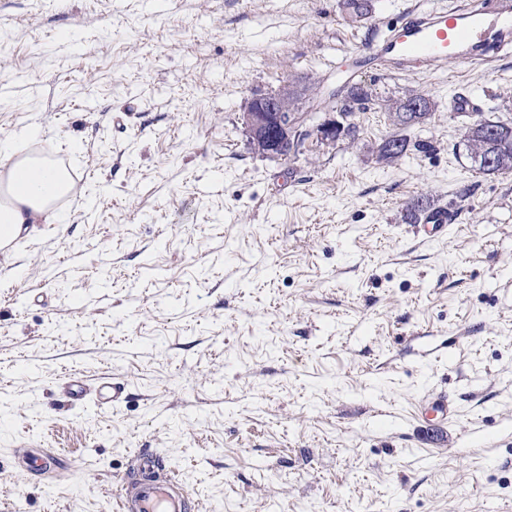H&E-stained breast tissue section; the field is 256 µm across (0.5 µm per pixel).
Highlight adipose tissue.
Instances as JSON below:
<instances>
[{
  "label": "adipose tissue",
  "instance_id": "adipose-tissue-1",
  "mask_svg": "<svg viewBox=\"0 0 512 512\" xmlns=\"http://www.w3.org/2000/svg\"><path fill=\"white\" fill-rule=\"evenodd\" d=\"M0 180L9 195L8 203H0V234L12 237L26 225L55 221L53 202L70 190L65 173L48 161L18 160L10 152L0 155Z\"/></svg>",
  "mask_w": 512,
  "mask_h": 512
}]
</instances>
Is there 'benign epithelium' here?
<instances>
[{"label":"benign epithelium","instance_id":"1","mask_svg":"<svg viewBox=\"0 0 512 512\" xmlns=\"http://www.w3.org/2000/svg\"><path fill=\"white\" fill-rule=\"evenodd\" d=\"M308 91L300 84H285L278 90L251 100L243 112V124L250 144L265 145V154L286 160L297 154L304 141L314 135L326 144L333 145L347 136L350 128L346 123L347 108L330 106L324 111L337 112L310 126L319 108L297 106V100H307Z\"/></svg>","mask_w":512,"mask_h":512}]
</instances>
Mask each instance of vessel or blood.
I'll return each instance as SVG.
<instances>
[{
  "instance_id": "obj_1",
  "label": "vessel or blood",
  "mask_w": 512,
  "mask_h": 512,
  "mask_svg": "<svg viewBox=\"0 0 512 512\" xmlns=\"http://www.w3.org/2000/svg\"><path fill=\"white\" fill-rule=\"evenodd\" d=\"M384 38L359 47L379 68L412 74L454 60L460 64L489 59L512 47V0H482L455 9L420 6L399 13L396 20L380 18ZM452 216L444 208L427 210L416 233L428 240L447 232ZM143 480L120 484L113 492L116 512H187V495L175 477L158 482L155 471L164 460L156 453L138 454Z\"/></svg>"
}]
</instances>
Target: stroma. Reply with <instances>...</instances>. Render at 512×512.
I'll return each mask as SVG.
<instances>
[{"mask_svg":"<svg viewBox=\"0 0 512 512\" xmlns=\"http://www.w3.org/2000/svg\"><path fill=\"white\" fill-rule=\"evenodd\" d=\"M408 2L0 0V144L73 185L0 254V512H113L155 450L190 512L512 506V173H481L449 110L463 91L512 121V52L353 59ZM289 81L420 94L428 147L379 163L397 128L373 106L356 140L255 153L241 116ZM425 197L454 216L427 243L405 219ZM105 375L124 400L98 402ZM440 391L457 420L415 419Z\"/></svg>","mask_w":512,"mask_h":512,"instance_id":"obj_1","label":"stroma"}]
</instances>
